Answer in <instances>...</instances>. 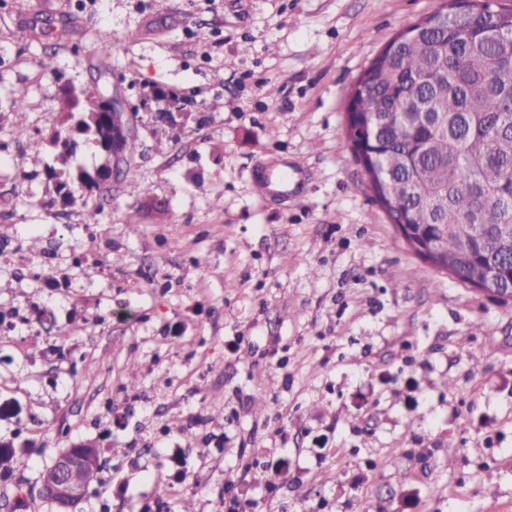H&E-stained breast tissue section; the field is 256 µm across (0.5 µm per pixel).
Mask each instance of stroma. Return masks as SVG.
Here are the masks:
<instances>
[{
	"label": "stroma",
	"instance_id": "1",
	"mask_svg": "<svg viewBox=\"0 0 512 512\" xmlns=\"http://www.w3.org/2000/svg\"><path fill=\"white\" fill-rule=\"evenodd\" d=\"M444 4L0 0V441L22 430L28 488L91 439L122 454L82 512H143L160 484V512H512V303L412 252L344 131L361 72ZM101 66L139 151L89 224L47 168ZM262 163L306 179L262 197Z\"/></svg>",
	"mask_w": 512,
	"mask_h": 512
}]
</instances>
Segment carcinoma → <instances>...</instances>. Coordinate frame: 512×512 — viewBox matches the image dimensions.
Returning <instances> with one entry per match:
<instances>
[{"label": "carcinoma", "instance_id": "cac0c4a2", "mask_svg": "<svg viewBox=\"0 0 512 512\" xmlns=\"http://www.w3.org/2000/svg\"><path fill=\"white\" fill-rule=\"evenodd\" d=\"M112 93L108 72L69 105L94 113ZM379 131L362 133L367 116ZM345 132L373 200L423 247L440 243L435 267L464 284L495 273L512 281V8L448 0L445 12L403 27L353 85ZM69 204L97 223L112 185L88 173L61 183ZM94 458L117 454L92 440L69 445ZM13 444L0 443V480L13 477ZM106 462L81 474L104 482ZM39 493L17 498L16 512H44Z\"/></svg>", "mask_w": 512, "mask_h": 512}]
</instances>
